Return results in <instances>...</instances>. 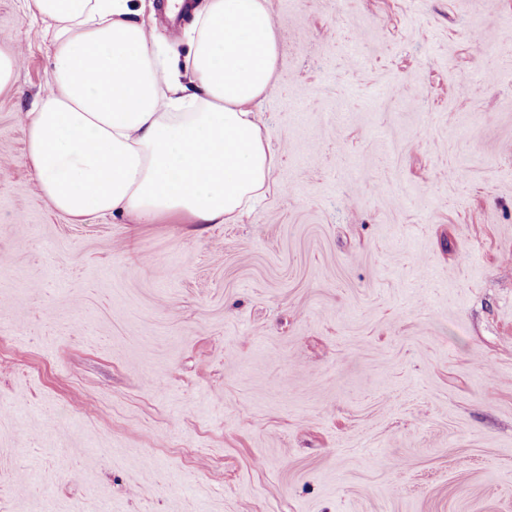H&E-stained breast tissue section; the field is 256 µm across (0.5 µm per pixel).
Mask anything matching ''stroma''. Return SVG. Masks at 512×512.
<instances>
[{"label":"stroma","instance_id":"obj_1","mask_svg":"<svg viewBox=\"0 0 512 512\" xmlns=\"http://www.w3.org/2000/svg\"><path fill=\"white\" fill-rule=\"evenodd\" d=\"M270 8L274 190L72 224L0 0V512H512V0ZM19 64L15 48L0 45V91L12 85Z\"/></svg>","mask_w":512,"mask_h":512}]
</instances>
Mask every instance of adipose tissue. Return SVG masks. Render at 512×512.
Listing matches in <instances>:
<instances>
[{
    "instance_id": "ef3b65f1",
    "label": "adipose tissue",
    "mask_w": 512,
    "mask_h": 512,
    "mask_svg": "<svg viewBox=\"0 0 512 512\" xmlns=\"http://www.w3.org/2000/svg\"><path fill=\"white\" fill-rule=\"evenodd\" d=\"M54 69L26 113V161L74 224H232L276 164L255 106L274 87L269 0H201L176 60L138 0H32Z\"/></svg>"
}]
</instances>
